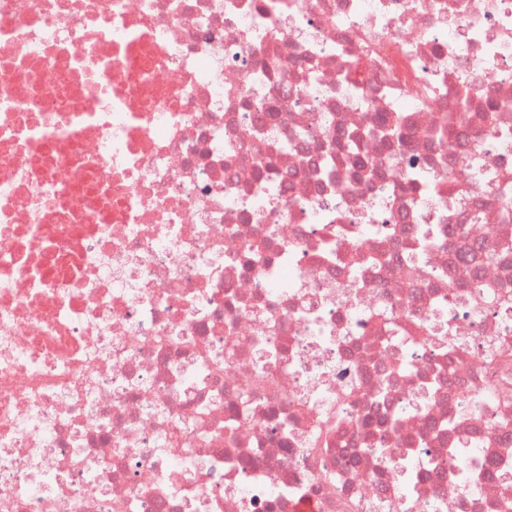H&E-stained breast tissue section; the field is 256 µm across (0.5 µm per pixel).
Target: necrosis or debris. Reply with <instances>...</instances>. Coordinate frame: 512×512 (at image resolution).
Instances as JSON below:
<instances>
[{"mask_svg":"<svg viewBox=\"0 0 512 512\" xmlns=\"http://www.w3.org/2000/svg\"><path fill=\"white\" fill-rule=\"evenodd\" d=\"M505 181L512 0H0V512H512Z\"/></svg>","mask_w":512,"mask_h":512,"instance_id":"1","label":"necrosis or debris"}]
</instances>
